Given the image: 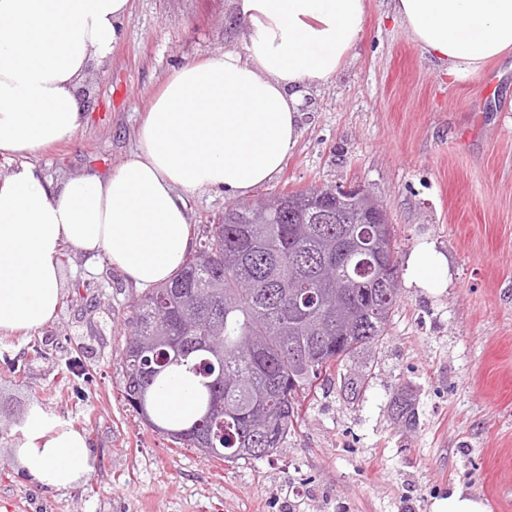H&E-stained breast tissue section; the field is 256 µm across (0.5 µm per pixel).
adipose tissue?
<instances>
[{
    "mask_svg": "<svg viewBox=\"0 0 512 512\" xmlns=\"http://www.w3.org/2000/svg\"><path fill=\"white\" fill-rule=\"evenodd\" d=\"M244 53L180 67L146 112L135 150L107 176L56 185L19 164L0 180V334L28 333L59 309L61 252L105 255L137 287L166 282L192 241L185 194L242 197L281 170L298 140L307 87L330 80L360 39L367 0H235ZM130 0H0V154L70 140L85 121L77 90L91 60H108ZM423 54L458 80L512 48V0H392ZM413 284L448 283L432 246L406 264ZM182 372L156 388L154 417L193 419ZM14 454L35 486L61 489L93 467L88 437L39 406L17 427Z\"/></svg>",
    "mask_w": 512,
    "mask_h": 512,
    "instance_id": "1",
    "label": "adipose tissue"
}]
</instances>
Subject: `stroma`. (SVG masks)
<instances>
[{
	"label": "stroma",
	"instance_id": "obj_1",
	"mask_svg": "<svg viewBox=\"0 0 512 512\" xmlns=\"http://www.w3.org/2000/svg\"><path fill=\"white\" fill-rule=\"evenodd\" d=\"M245 42L234 0H131L111 58L89 63L85 123L29 163L56 184L110 174L176 68ZM335 185L383 202L399 263L425 242L448 262L442 290L402 281L386 336L349 364L371 370L357 399L321 382L276 454L203 458L121 395L139 288L67 249L56 318L0 334V512H431L457 486L512 512V50L448 79L389 0H368L362 37L308 90L295 148L251 196ZM400 386L416 394L411 429L389 411ZM33 405L89 438L95 460L79 484L44 490L21 474L12 448Z\"/></svg>",
	"mask_w": 512,
	"mask_h": 512
}]
</instances>
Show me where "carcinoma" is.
<instances>
[{
    "mask_svg": "<svg viewBox=\"0 0 512 512\" xmlns=\"http://www.w3.org/2000/svg\"><path fill=\"white\" fill-rule=\"evenodd\" d=\"M366 203L314 187L228 206L205 224L196 250L169 281L134 301L122 365V397L142 395L181 368L197 383L195 420L228 462L271 456L299 419L301 400L336 371L355 398L369 372L342 373L386 335L400 269L392 227ZM367 239L387 272L355 255L326 279L348 240ZM224 373V387L211 381ZM391 416L416 423V395L399 387Z\"/></svg>",
    "mask_w": 512,
    "mask_h": 512,
    "instance_id": "obj_1",
    "label": "carcinoma"
}]
</instances>
